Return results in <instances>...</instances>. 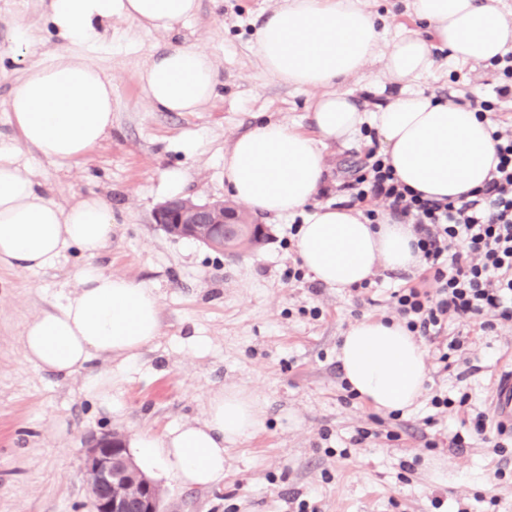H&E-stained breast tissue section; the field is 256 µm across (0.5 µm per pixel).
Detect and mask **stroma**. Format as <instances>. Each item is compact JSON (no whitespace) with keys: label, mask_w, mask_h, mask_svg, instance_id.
Listing matches in <instances>:
<instances>
[{"label":"stroma","mask_w":512,"mask_h":512,"mask_svg":"<svg viewBox=\"0 0 512 512\" xmlns=\"http://www.w3.org/2000/svg\"><path fill=\"white\" fill-rule=\"evenodd\" d=\"M277 0H200L198 14L172 33L142 30L116 19L94 44L62 37L45 15L44 0H0V141L17 146L33 179L56 202L97 193L112 202V242L96 259L106 272L156 288L159 336L134 365L95 361L92 370L112 378L118 411L101 407L82 377L61 379L27 361L18 339L26 322L51 309L77 286L85 258L68 253L53 268L28 271L0 265V512H93L81 473L92 437L108 433L158 436L203 416L219 387L252 394L264 423L231 445L224 481L211 488L183 485L168 469L150 471L163 490L165 512H512V446L496 452L499 435L455 448L476 412L488 410L498 376L512 370V323L481 330L449 321L446 336L463 347L444 366L435 344L423 342L427 380L419 404L390 418L361 399H348L337 358L340 338L357 321L391 318L393 289L421 283L422 269L384 271L366 288L337 291L288 276L299 269L297 237L302 215L265 219L263 244L237 255L190 240L170 238L155 224V208L169 199L166 174H185L183 195L224 198V155L233 140L264 121L312 133L315 93L266 75L253 50L256 29ZM407 0H361L381 17L382 41L399 30L427 34ZM34 29L29 60L16 53L19 29ZM204 45L218 64L216 95L196 112H155L145 102L139 71L168 44ZM66 50L112 78V133L86 157L66 166L24 147L7 109L28 61ZM434 67L415 88L451 104L468 97L494 102L489 117L512 130V95L501 67L461 64L435 50ZM349 91L367 107L387 102L400 86L371 64ZM374 131L353 143L327 145V183L313 206L336 204L369 150ZM468 393L464 406L433 413L430 398ZM438 422L426 424L428 415ZM370 437L354 443L359 429ZM397 433V440L386 437Z\"/></svg>","instance_id":"stroma-1"}]
</instances>
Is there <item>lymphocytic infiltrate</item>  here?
Segmentation results:
<instances>
[{
  "label": "lymphocytic infiltrate",
  "mask_w": 512,
  "mask_h": 512,
  "mask_svg": "<svg viewBox=\"0 0 512 512\" xmlns=\"http://www.w3.org/2000/svg\"><path fill=\"white\" fill-rule=\"evenodd\" d=\"M492 138L495 171L482 188L455 199L423 198L380 157L348 185L352 203L383 200L394 219L412 225L435 289L403 288L391 297L408 330L428 340L452 318L484 329L512 321V135L496 129Z\"/></svg>",
  "instance_id": "obj_1"
}]
</instances>
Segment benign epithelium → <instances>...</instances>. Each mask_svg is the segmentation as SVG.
<instances>
[{
	"mask_svg": "<svg viewBox=\"0 0 512 512\" xmlns=\"http://www.w3.org/2000/svg\"><path fill=\"white\" fill-rule=\"evenodd\" d=\"M154 221L169 236L216 252L224 251V240L242 230L239 210L222 199H167L156 207ZM82 473L94 512H163L161 488L133 463L124 436L92 439L82 458Z\"/></svg>",
	"mask_w": 512,
	"mask_h": 512,
	"instance_id": "7a95c632",
	"label": "benign epithelium"
}]
</instances>
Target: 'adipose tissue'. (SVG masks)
Instances as JSON below:
<instances>
[{
    "instance_id": "ef3b65f1",
    "label": "adipose tissue",
    "mask_w": 512,
    "mask_h": 512,
    "mask_svg": "<svg viewBox=\"0 0 512 512\" xmlns=\"http://www.w3.org/2000/svg\"><path fill=\"white\" fill-rule=\"evenodd\" d=\"M431 37L397 33L380 45L376 17L359 0H278L256 32L264 71L298 88L319 90L309 115L314 136L275 122L237 137L224 156V187L258 215L304 213L298 253L304 268L328 287L345 290L375 271L421 265L411 225L391 216L371 224L345 206H305L325 184L324 148L375 129L396 177L424 197L458 198L483 187L498 158L490 121L467 105L399 90L370 110L343 84L380 61L398 82L428 76L434 51L448 49L461 63L495 65L512 48V19L499 0H409ZM199 9V0H48L50 22L66 39L93 43L100 28L121 18L146 31H171ZM144 97L155 112H196L220 83L212 55L197 43H172L141 72ZM8 110L22 142L60 166L82 159L112 131V79L84 57L60 53L33 62L13 90ZM112 204L93 194L62 205L32 178L14 147L0 144V263L29 270L54 267L68 250L86 258L78 288L41 312L19 338L30 362L53 375H83L101 405L112 407L107 376L92 372L98 359L134 360L160 334L155 290L105 273L97 257L112 239ZM337 356L352 390L375 410L417 406L426 377L425 354L398 320L364 319L350 326ZM257 402L237 389L211 395L201 420L159 436L139 437V467L172 469L187 486L213 487L224 479L226 445L260 427Z\"/></svg>"
}]
</instances>
